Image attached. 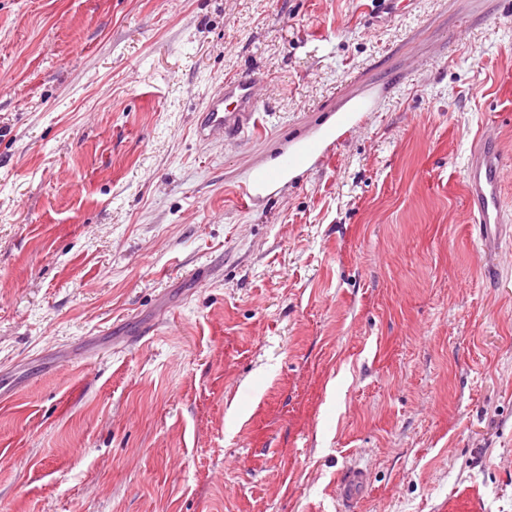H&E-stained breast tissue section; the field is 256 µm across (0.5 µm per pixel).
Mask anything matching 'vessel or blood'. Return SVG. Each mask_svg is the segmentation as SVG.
Returning <instances> with one entry per match:
<instances>
[{
    "label": "vessel or blood",
    "mask_w": 512,
    "mask_h": 512,
    "mask_svg": "<svg viewBox=\"0 0 512 512\" xmlns=\"http://www.w3.org/2000/svg\"><path fill=\"white\" fill-rule=\"evenodd\" d=\"M256 85L247 76L226 80L223 91L210 97L199 116L196 132L205 142L223 140L229 135L245 136L259 126L256 117ZM504 159L493 136L478 135L468 157L464 190L474 223L491 256H499L501 243L512 235V215L502 207L500 198ZM366 481L363 469H350L342 483L340 496L344 506H351Z\"/></svg>",
    "instance_id": "b4317fda"
}]
</instances>
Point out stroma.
<instances>
[{"mask_svg": "<svg viewBox=\"0 0 512 512\" xmlns=\"http://www.w3.org/2000/svg\"><path fill=\"white\" fill-rule=\"evenodd\" d=\"M0 0V512H512V0ZM251 75L263 133L200 141ZM374 112L272 192L260 166ZM504 159L493 136L482 133L471 146L464 190L474 224H479L480 238L493 259L499 256L501 243L510 238L511 216L501 204V181L505 173ZM366 481V473L362 468L350 469L348 476L341 483L340 496L345 510H351L350 506L356 501Z\"/></svg>", "mask_w": 512, "mask_h": 512, "instance_id": "stroma-1", "label": "stroma"}]
</instances>
